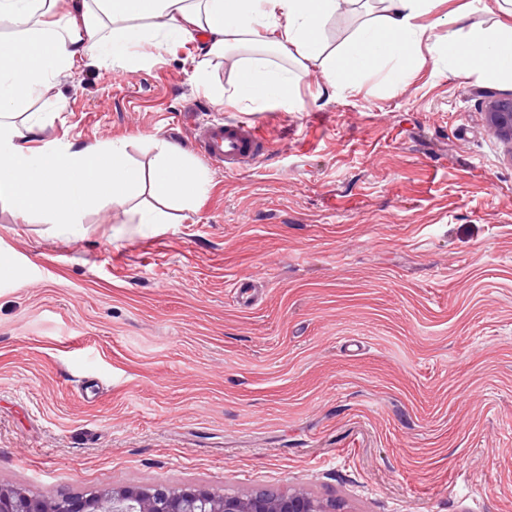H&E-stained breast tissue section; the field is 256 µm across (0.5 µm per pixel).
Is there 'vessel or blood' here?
I'll list each match as a JSON object with an SVG mask.
<instances>
[{"label":"vessel or blood","instance_id":"obj_1","mask_svg":"<svg viewBox=\"0 0 512 512\" xmlns=\"http://www.w3.org/2000/svg\"><path fill=\"white\" fill-rule=\"evenodd\" d=\"M196 139L209 160L239 170L250 166L269 150L255 126L240 120L218 121L199 127Z\"/></svg>","mask_w":512,"mask_h":512}]
</instances>
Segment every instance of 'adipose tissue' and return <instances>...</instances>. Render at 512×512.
Wrapping results in <instances>:
<instances>
[{"mask_svg":"<svg viewBox=\"0 0 512 512\" xmlns=\"http://www.w3.org/2000/svg\"><path fill=\"white\" fill-rule=\"evenodd\" d=\"M360 0H0V23L12 26L0 43V199L17 217L40 216L61 233L78 231L91 205L123 207L151 188L158 203L137 214L141 224H168L164 207H190L207 191L194 161L178 145L153 139L150 169L130 162L126 143L87 146L43 141L45 121L27 111L29 101L72 67L98 62L124 68L153 59L194 36L203 57L194 79L209 84L217 106L259 109L297 102V83L285 67L264 57L277 53L300 67L318 65L321 89L343 93L381 74L397 87L422 67L420 49L434 28L448 29L434 50L454 75L479 74L512 83V25H486L479 10L434 15L435 0H379L351 40L329 47L328 26L341 10ZM432 24H422L424 15ZM244 50L230 86L210 85L209 68Z\"/></svg>","mask_w":512,"mask_h":512,"instance_id":"adipose-tissue-1","label":"adipose tissue"}]
</instances>
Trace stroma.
<instances>
[{
    "mask_svg": "<svg viewBox=\"0 0 512 512\" xmlns=\"http://www.w3.org/2000/svg\"><path fill=\"white\" fill-rule=\"evenodd\" d=\"M198 42L86 63L33 110L44 139L151 137L209 191L174 223L92 206L80 234L0 200V486L86 495L306 488L339 512H512V158L482 106L512 83L425 64L255 112L215 106ZM271 140L243 171L198 126ZM251 281L252 301L232 285Z\"/></svg>",
    "mask_w": 512,
    "mask_h": 512,
    "instance_id": "stroma-1",
    "label": "stroma"
}]
</instances>
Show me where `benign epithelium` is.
Instances as JSON below:
<instances>
[{"mask_svg":"<svg viewBox=\"0 0 512 512\" xmlns=\"http://www.w3.org/2000/svg\"><path fill=\"white\" fill-rule=\"evenodd\" d=\"M485 116L491 129L511 144L512 98L489 100ZM0 512H336V506L300 487L286 493L241 496L196 486L155 484L125 486L89 496H33L0 487Z\"/></svg>","mask_w":512,"mask_h":512,"instance_id":"obj_1","label":"benign epithelium"}]
</instances>
